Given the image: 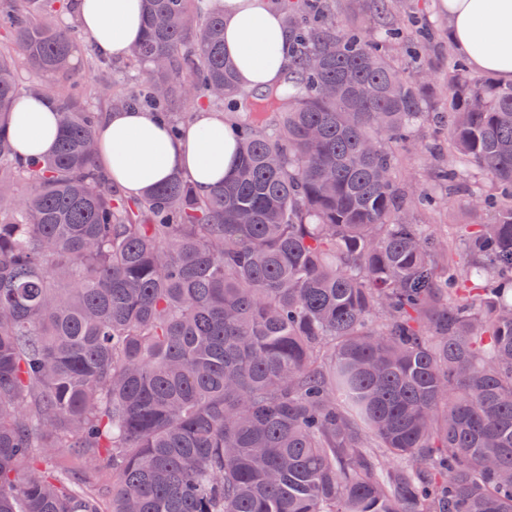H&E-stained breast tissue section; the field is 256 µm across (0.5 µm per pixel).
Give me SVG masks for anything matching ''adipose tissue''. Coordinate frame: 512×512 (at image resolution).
Masks as SVG:
<instances>
[{
    "label": "adipose tissue",
    "mask_w": 512,
    "mask_h": 512,
    "mask_svg": "<svg viewBox=\"0 0 512 512\" xmlns=\"http://www.w3.org/2000/svg\"><path fill=\"white\" fill-rule=\"evenodd\" d=\"M453 46L469 67L512 84V0H442ZM77 20L103 51L125 56L142 34L141 0H80ZM293 41L273 0H224V52L234 59L248 87L279 86ZM52 105L20 98L11 133L22 160L51 153L59 135ZM97 160L128 195L140 196L175 175L207 193L231 174L237 141L212 112L198 110L180 135L150 113H105L96 129Z\"/></svg>",
    "instance_id": "1"
}]
</instances>
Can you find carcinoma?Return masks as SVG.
Listing matches in <instances>:
<instances>
[{
    "mask_svg": "<svg viewBox=\"0 0 512 512\" xmlns=\"http://www.w3.org/2000/svg\"><path fill=\"white\" fill-rule=\"evenodd\" d=\"M71 8L0 0V512H99L61 448L112 468L111 512H512V85L455 61L448 116L429 112V29L398 69L400 28L280 0L287 78L255 92L278 124L229 122L235 172L206 196L175 177L127 197L94 162L101 113L54 23ZM223 13L145 0L138 77L104 101L175 134L169 107H234ZM22 96L60 117L33 162ZM385 140L491 220L453 245L414 223L438 197L396 179ZM59 115L46 100L19 99L11 124V133L23 161L51 153L59 135Z\"/></svg>",
    "mask_w": 512,
    "mask_h": 512,
    "instance_id": "obj_1",
    "label": "carcinoma"
}]
</instances>
